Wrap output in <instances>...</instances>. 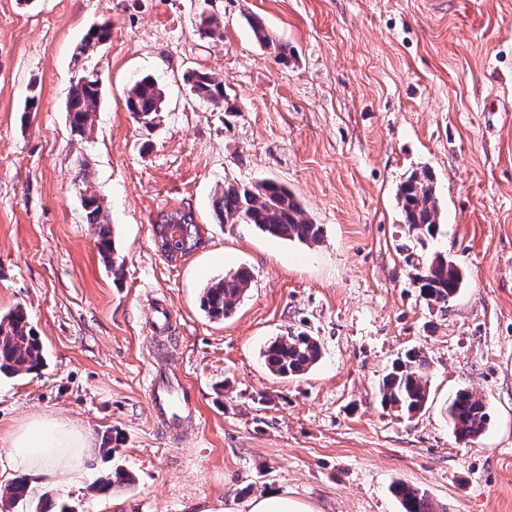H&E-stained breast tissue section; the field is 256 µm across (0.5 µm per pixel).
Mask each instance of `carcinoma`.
I'll return each mask as SVG.
<instances>
[{
  "label": "carcinoma",
  "mask_w": 512,
  "mask_h": 512,
  "mask_svg": "<svg viewBox=\"0 0 512 512\" xmlns=\"http://www.w3.org/2000/svg\"><path fill=\"white\" fill-rule=\"evenodd\" d=\"M201 34L222 39L223 22L215 16L202 20ZM110 30L106 26L90 30L80 47L81 54L107 41ZM192 96L223 109L224 79L205 71H191L184 77ZM102 96L101 81L94 71L85 70L72 86L67 112L71 131L78 136L91 132ZM165 91L150 76L136 80L128 90L126 110L139 124L151 126L159 112L164 110ZM400 221L404 234L419 243L434 238L438 232V197L433 174L427 170L412 171L398 186L396 193ZM85 220L98 228L97 247L104 261L112 267V274L120 275L122 265L112 258L115 248L111 238L108 215L101 199L85 191L82 198ZM216 217L221 224H252L259 231L279 239L300 243H317L322 228L304 217L303 209L292 193L273 181L255 184L231 185L214 203ZM153 229L166 234L168 250L165 254L190 252L185 242L199 238V227L190 210H174L159 215ZM424 299L442 306L448 305L460 291L462 271L440 251L422 262L415 276ZM251 283V274L241 268L224 278L208 283L203 288L201 307L212 320L230 317ZM268 371L279 378H295L307 373L321 359L318 339L307 332H291L278 336L263 351ZM43 365L42 346L23 308L17 307L0 316V375L21 376L36 373ZM428 361L418 352H409L397 360L379 382L382 402L408 416L424 409L430 398ZM448 416L456 439L472 443L480 438L490 423L486 403L465 388L456 391L448 406ZM27 480L17 477L4 487L0 497L16 503L28 497ZM403 512H436L427 492L405 483L393 486Z\"/></svg>",
  "instance_id": "carcinoma-1"
}]
</instances>
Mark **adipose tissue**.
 <instances>
[{"instance_id":"ef3b65f1","label":"adipose tissue","mask_w":512,"mask_h":512,"mask_svg":"<svg viewBox=\"0 0 512 512\" xmlns=\"http://www.w3.org/2000/svg\"><path fill=\"white\" fill-rule=\"evenodd\" d=\"M14 466L31 472L42 484H51L62 471L80 466L90 449L89 436L69 423L35 418L10 437ZM207 512H313L304 502L283 491H269L243 504L216 505Z\"/></svg>"}]
</instances>
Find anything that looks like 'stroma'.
Here are the masks:
<instances>
[{"instance_id": "1", "label": "stroma", "mask_w": 512, "mask_h": 512, "mask_svg": "<svg viewBox=\"0 0 512 512\" xmlns=\"http://www.w3.org/2000/svg\"><path fill=\"white\" fill-rule=\"evenodd\" d=\"M204 13L222 39L199 35ZM102 23L110 39L81 56ZM85 69L103 96L80 137L66 103ZM190 69L223 78L228 111L191 96ZM147 74L166 92L151 129L125 108ZM34 85L40 107L26 114ZM422 166L439 232L408 254L396 191ZM267 180L321 226L320 242L217 223L225 185ZM82 182L108 211L120 276L85 221ZM179 209L205 244L169 264L152 226ZM435 251L466 275L444 307L414 282ZM242 267L250 288L210 320L203 288ZM156 301L173 312L161 352ZM19 306L44 365L0 378V487L21 474L9 437L31 418L87 431L91 451L53 486L29 477V501L9 512L48 499L204 512L268 490L314 512H401L399 482L441 512H512V0H0V315ZM291 331L316 336L322 357L287 380L261 352ZM411 349L428 361L431 396L408 417L382 404L378 381ZM165 363L189 386L179 431L151 415L147 388ZM463 387L491 414L472 444L445 412ZM117 467L131 482L98 493Z\"/></svg>"}]
</instances>
